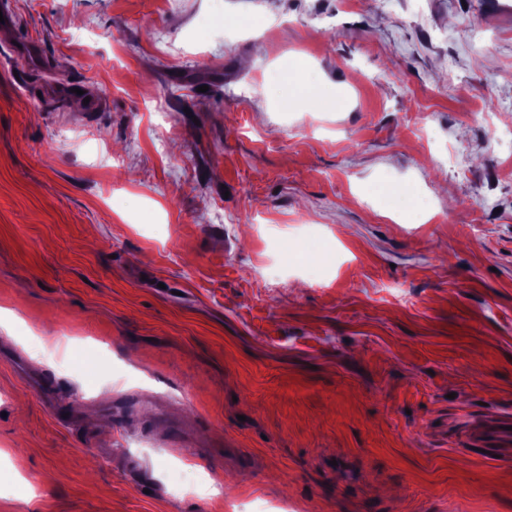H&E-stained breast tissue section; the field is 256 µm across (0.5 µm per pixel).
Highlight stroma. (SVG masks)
Segmentation results:
<instances>
[{"label":"stroma","mask_w":512,"mask_h":512,"mask_svg":"<svg viewBox=\"0 0 512 512\" xmlns=\"http://www.w3.org/2000/svg\"><path fill=\"white\" fill-rule=\"evenodd\" d=\"M6 2L0 512H512V0ZM297 102L311 112H321L327 110L335 100L325 89H312L301 91L297 96ZM512 426V417L474 421L465 430V443L468 448H480L489 451L499 461H512V430L503 429Z\"/></svg>","instance_id":"stroma-1"}]
</instances>
